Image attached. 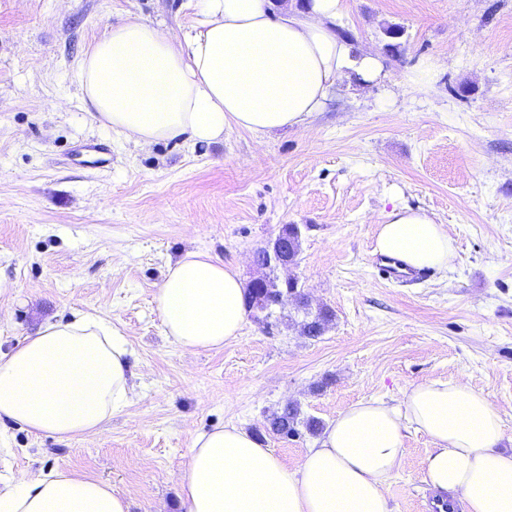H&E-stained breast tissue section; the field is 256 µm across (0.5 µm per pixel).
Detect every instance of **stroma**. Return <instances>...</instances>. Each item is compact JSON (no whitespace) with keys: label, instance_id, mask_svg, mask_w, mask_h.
Wrapping results in <instances>:
<instances>
[{"label":"stroma","instance_id":"stroma-1","mask_svg":"<svg viewBox=\"0 0 512 512\" xmlns=\"http://www.w3.org/2000/svg\"><path fill=\"white\" fill-rule=\"evenodd\" d=\"M338 21L379 56L382 81L340 85L301 129L140 146L94 120L78 63L107 26L176 32L199 0H0V353L72 310L112 322L138 393L88 437L61 440L0 422V480L64 469L109 483L130 512H182L180 475L197 433H260L289 468L316 439L266 435L287 403L330 422L351 405L461 381L499 406L512 450V0H343ZM403 27L396 54L388 25ZM424 210L456 258L412 284L371 263L393 206ZM299 225L293 301L247 320L223 347L190 351L153 304L169 261L206 252L243 282L252 254ZM408 431L384 494L390 512H427L423 460ZM305 314V319L300 323L302 334L308 338H318L324 333L326 326L331 321L332 312L324 308L312 316L308 312H305Z\"/></svg>","mask_w":512,"mask_h":512}]
</instances>
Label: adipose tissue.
Masks as SVG:
<instances>
[{
	"label": "adipose tissue",
	"instance_id": "1",
	"mask_svg": "<svg viewBox=\"0 0 512 512\" xmlns=\"http://www.w3.org/2000/svg\"><path fill=\"white\" fill-rule=\"evenodd\" d=\"M342 0H203L177 33L138 20L107 28L78 64L94 118L124 140L213 143L236 126L255 134L300 128L338 82L374 83L378 56L339 37ZM376 250L414 269L451 266L456 247L426 212L395 207ZM153 300L167 336L187 350L240 335L247 315L239 272L190 252L169 263ZM131 350L105 319L82 312L42 323L0 356V422L61 439L97 433L136 396ZM429 437L424 479L457 492L467 512H512V452L501 450V409L453 381L415 385L401 400L371 399L340 413L290 469L245 429L197 434L181 485L186 512H390L383 492L407 430ZM0 512H129L110 484L56 469L0 481Z\"/></svg>",
	"mask_w": 512,
	"mask_h": 512
}]
</instances>
